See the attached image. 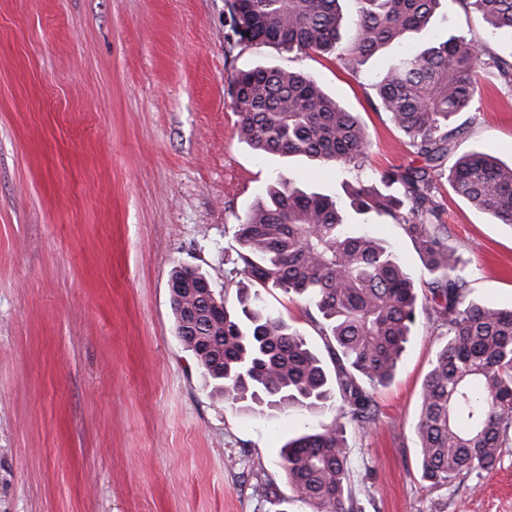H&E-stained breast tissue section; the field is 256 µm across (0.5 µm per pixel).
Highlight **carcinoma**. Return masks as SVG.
Returning a JSON list of instances; mask_svg holds the SVG:
<instances>
[{
  "label": "carcinoma",
  "mask_w": 512,
  "mask_h": 512,
  "mask_svg": "<svg viewBox=\"0 0 512 512\" xmlns=\"http://www.w3.org/2000/svg\"><path fill=\"white\" fill-rule=\"evenodd\" d=\"M357 37L342 40L340 0H233L231 31L238 44H268L305 54L335 55L351 70L386 47L428 27L440 0H355ZM493 30L512 32V0H463ZM493 70L512 86V61L463 36L426 43L390 62L376 83L380 107L408 138L420 166L377 172L386 191L362 182L344 202L308 193L278 178L240 218L239 273L254 289H237L224 313L210 293L170 284L176 332L232 409L264 415L299 407L336 411L286 444L288 485L304 512H355L346 426L376 421L370 393L394 376L414 323L418 278L395 248L354 232L345 210L375 212L399 224L424 259L429 296L420 306L448 337L421 390L415 424L423 478L435 487L494 470L512 429V309L468 299L457 249L442 222V183L478 210L512 226V163L473 150L457 155L466 132L456 117L481 96ZM231 108L241 141L258 155H301L335 166L364 162L365 127L313 78L277 67L237 70ZM312 303L334 363L329 374L303 336L263 300L260 289Z\"/></svg>",
  "instance_id": "carcinoma-1"
}]
</instances>
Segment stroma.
I'll list each match as a JSON object with an SVG mask.
<instances>
[{"mask_svg": "<svg viewBox=\"0 0 512 512\" xmlns=\"http://www.w3.org/2000/svg\"><path fill=\"white\" fill-rule=\"evenodd\" d=\"M226 0H0V512H282L284 444L331 414L253 415L213 396L180 342L174 269L235 300V224L276 178L345 199L357 180L416 156L375 83L420 41L462 35L512 57L463 0H441L421 39L350 70L331 56L229 47ZM312 76L366 126L364 167L261 157L237 134L229 77L256 65ZM459 119V153L512 160V87L492 73ZM470 300L512 309V227L443 195ZM424 271L400 225L348 214ZM329 361L308 302L265 296ZM444 337L418 315L368 430L347 429L361 512H512V440L495 469L432 488L415 434ZM281 497L256 496V476Z\"/></svg>", "mask_w": 512, "mask_h": 512, "instance_id": "obj_1", "label": "stroma"}]
</instances>
